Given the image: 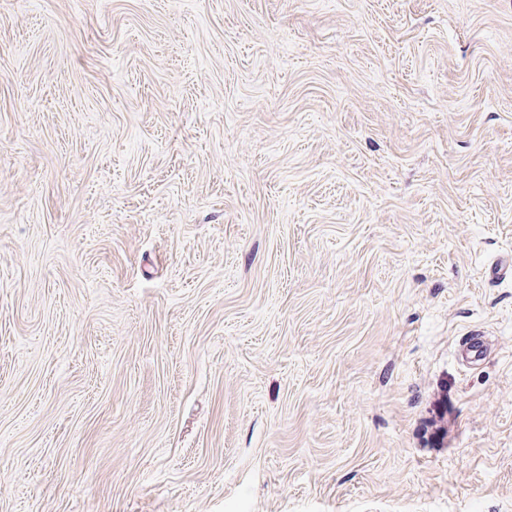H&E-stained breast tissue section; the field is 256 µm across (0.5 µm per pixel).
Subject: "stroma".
Returning <instances> with one entry per match:
<instances>
[{
    "instance_id": "obj_1",
    "label": "stroma",
    "mask_w": 512,
    "mask_h": 512,
    "mask_svg": "<svg viewBox=\"0 0 512 512\" xmlns=\"http://www.w3.org/2000/svg\"><path fill=\"white\" fill-rule=\"evenodd\" d=\"M0 512H512V0H0Z\"/></svg>"
}]
</instances>
